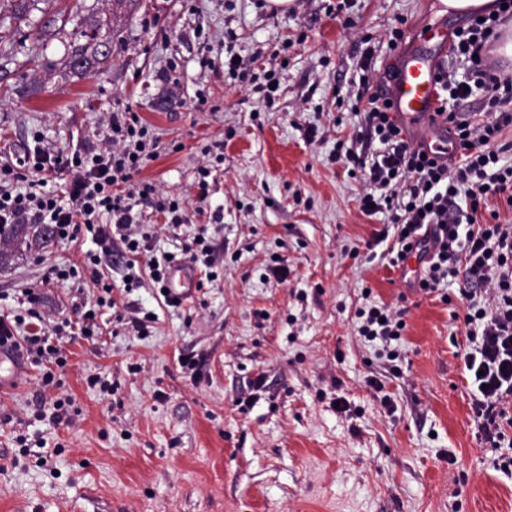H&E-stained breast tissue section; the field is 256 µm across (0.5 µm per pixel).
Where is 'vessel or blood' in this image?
<instances>
[{"label": "vessel or blood", "mask_w": 512, "mask_h": 512, "mask_svg": "<svg viewBox=\"0 0 512 512\" xmlns=\"http://www.w3.org/2000/svg\"><path fill=\"white\" fill-rule=\"evenodd\" d=\"M419 46L403 49L385 92L399 124L412 132L430 154H448V126L436 114L438 85L436 76L441 63L440 51L448 45V29L429 26L419 35ZM166 286L171 297L186 300L198 287L192 264H173L167 274Z\"/></svg>", "instance_id": "vessel-or-blood-1"}]
</instances>
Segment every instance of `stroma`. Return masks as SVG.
<instances>
[{"label": "stroma", "instance_id": "obj_1", "mask_svg": "<svg viewBox=\"0 0 512 512\" xmlns=\"http://www.w3.org/2000/svg\"><path fill=\"white\" fill-rule=\"evenodd\" d=\"M350 2L343 19L336 0H294L282 14L266 0H0V164L32 131L69 153L100 144L109 112L136 113L159 144L141 177L186 213L172 234L143 207L156 254H181L203 226L224 247L223 275L180 307H159L148 281L125 295L157 312L148 336L104 307L99 335L71 343L50 395L70 398L74 424L36 419L42 370L19 357L0 390V512H512V473L495 468L472 414L463 321L370 258L364 243L389 218L360 211L366 185L334 158L362 126L336 100L361 39L385 76L394 26L409 46L428 24L466 18L441 0ZM94 31L111 38V58L63 69L74 50L93 56ZM214 141L218 165L203 152ZM95 249L86 235L0 242V313L25 315L26 288L54 319L95 305ZM275 260L285 281L265 276ZM56 265L78 274L51 280ZM367 287L406 309L400 376L355 330Z\"/></svg>", "mask_w": 512, "mask_h": 512}]
</instances>
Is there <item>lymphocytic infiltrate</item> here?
<instances>
[{
  "label": "lymphocytic infiltrate",
  "instance_id": "lymphocytic-infiltrate-1",
  "mask_svg": "<svg viewBox=\"0 0 512 512\" xmlns=\"http://www.w3.org/2000/svg\"><path fill=\"white\" fill-rule=\"evenodd\" d=\"M512 18V0L505 9L472 18L456 35L450 51L452 63L467 70L464 79L449 71L437 76L441 94L437 114L447 124L451 151L447 162L430 158L421 145L408 141L389 104L373 91L374 49L361 53L357 101L364 112L365 130L353 146L337 142L336 158L351 163L366 184L359 199L365 215L389 214L391 225L373 231L367 249L386 244L387 265L401 267L409 253H417L424 267L415 285L424 294L437 291L448 278L459 282L463 320L472 348L462 354L463 371L473 388L472 412L486 444L498 450L497 466L512 471V224L502 222L499 211L488 210L489 199L512 211V164L500 157L512 150L500 133L512 126V74L491 63L489 54L498 38L497 28ZM483 92L482 107L460 112L462 101ZM19 165L0 166V224H44L62 240L91 233L102 257L126 261L125 291L139 286L135 259L147 255L148 277L155 288L165 286L172 254L154 256L155 232L143 223L140 204H148L165 218L173 231L185 222L178 200L163 196L142 180L141 172L158 155L156 138L132 112L110 113L103 144L65 153L44 145L33 134ZM379 151H372V144ZM64 180V193L51 190ZM30 322L16 335L7 318H0V346L25 351L28 359L46 368L42 384L55 383L54 367L65 365L66 339L94 334L95 310L78 311L75 319L50 323L38 309L33 289L22 292ZM403 310L385 303L361 307L359 334L365 340L389 344L386 354L393 374H400V354L391 344L400 340Z\"/></svg>",
  "mask_w": 512,
  "mask_h": 512
}]
</instances>
